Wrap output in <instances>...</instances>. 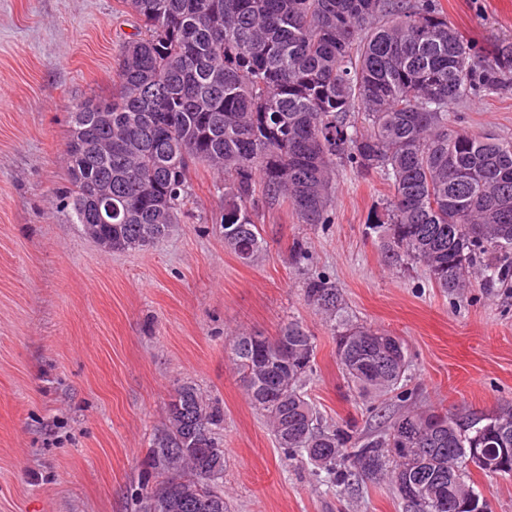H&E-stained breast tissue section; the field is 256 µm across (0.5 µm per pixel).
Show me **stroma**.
Wrapping results in <instances>:
<instances>
[{"label":"stroma","mask_w":512,"mask_h":512,"mask_svg":"<svg viewBox=\"0 0 512 512\" xmlns=\"http://www.w3.org/2000/svg\"><path fill=\"white\" fill-rule=\"evenodd\" d=\"M439 2L476 47L512 37V0ZM139 26L122 0H0V512H126L186 382L224 403L226 512H401L388 483L346 495L284 459L230 339L300 321L317 339L308 392L330 426L374 429L380 406L489 411L512 402V290L476 275L447 293L422 267L386 265L369 225L387 189L372 177L341 180L327 224L266 212L267 248L245 263L224 244V200L200 167L168 236L101 248L70 216L66 144L76 107L111 96L119 49ZM458 113L465 128L512 137V97ZM296 242L309 253L300 268ZM312 276L336 285L353 320L405 342L410 379L389 399L349 391L330 327L304 298Z\"/></svg>","instance_id":"obj_1"}]
</instances>
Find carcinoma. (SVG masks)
<instances>
[{
    "label": "carcinoma",
    "mask_w": 512,
    "mask_h": 512,
    "mask_svg": "<svg viewBox=\"0 0 512 512\" xmlns=\"http://www.w3.org/2000/svg\"><path fill=\"white\" fill-rule=\"evenodd\" d=\"M143 27L122 46L112 97L73 112L67 144L74 223L93 216V187L112 184L113 251L144 248L184 214L191 172L222 173L219 223L243 262L266 247V209L331 222L347 172L376 177L389 197V265H422L438 287L512 283V138L455 127L451 110L512 91V38L479 55L438 0H123ZM112 151H95L99 140ZM336 340L347 386L382 397L406 378L408 349L345 316L332 282L304 283ZM250 404L284 459L348 491L387 481L402 512H457L474 474L512 479V404L492 412L410 411L386 428L327 429L304 391L315 337L290 320L276 336L233 337ZM224 403L178 386L128 492L133 512H225Z\"/></svg>",
    "instance_id": "1"
}]
</instances>
